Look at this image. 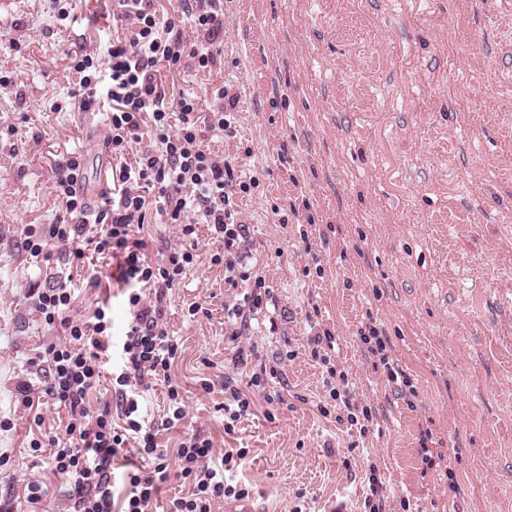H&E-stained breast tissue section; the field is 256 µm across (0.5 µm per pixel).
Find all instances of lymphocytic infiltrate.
<instances>
[{
  "label": "lymphocytic infiltrate",
  "mask_w": 512,
  "mask_h": 512,
  "mask_svg": "<svg viewBox=\"0 0 512 512\" xmlns=\"http://www.w3.org/2000/svg\"><path fill=\"white\" fill-rule=\"evenodd\" d=\"M132 22L129 36L113 40L107 50L108 80L100 82L97 57L82 53L74 69L80 75L73 97L79 109L88 111L98 102L109 106L106 141L117 163L112 167V190L95 216L76 192L82 176L81 160L71 156L62 163L63 175L57 193L68 214L69 224H54L47 234L27 228L32 255H40L52 243L65 247L70 257L83 258L94 251L116 261L121 278L131 288L127 303L130 321L121 342L112 340L111 308L97 307L91 320L76 322L67 311L72 295L60 281L37 293V308L49 327H62L65 342L48 346L47 396L64 406L69 421L62 434L49 437L53 447V470L67 477L71 512H112L114 462L127 447L153 463L151 471L128 470L123 512H152L161 483L178 476L187 486L183 496L173 498L168 512H212L219 500L242 501L250 496L245 485L227 480L226 471L241 463L244 448H229L221 463L212 460V444L198 434L180 442L176 450L178 473H170L167 451L159 446V431L181 425L185 410L177 386L167 390L168 409L161 422L146 418L141 398L153 383L168 381L178 344L169 335L165 303L169 290L179 284L187 267L195 261L199 225H208L224 251L213 263L223 264L229 287L248 280L240 263L246 243L245 221L232 208V192H249L223 154L206 143L211 132L232 129L233 112L224 105V88L213 96L218 105L208 116L198 117L197 103L189 96L177 103L166 99L156 66L184 64L205 70L217 62V40L224 31L221 0H185L184 14L190 19L197 40L188 41L176 32L174 22L159 23L153 0H122ZM136 150L135 165L124 157ZM156 212L163 223L175 225L181 244L164 249L159 259L145 256L146 242L138 230L148 212ZM120 351L121 364L112 373L104 366L113 351ZM109 378L118 399L117 410L90 412L87 401L102 378ZM121 426H114L113 414Z\"/></svg>",
  "instance_id": "lymphocytic-infiltrate-1"
}]
</instances>
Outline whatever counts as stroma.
Masks as SVG:
<instances>
[{"instance_id":"obj_1","label":"stroma","mask_w":512,"mask_h":512,"mask_svg":"<svg viewBox=\"0 0 512 512\" xmlns=\"http://www.w3.org/2000/svg\"><path fill=\"white\" fill-rule=\"evenodd\" d=\"M118 0H77L59 19L51 0H0V502L69 512L66 480L38 432L68 414L46 396L41 356L64 339L42 322L33 288L70 278L68 314L87 321L109 304L123 336L129 289L116 267L68 258L59 245L32 256L24 230L69 222L56 182L63 158L93 176L88 130L105 112L79 110L72 54L106 59L127 33ZM512 11L500 0H224L221 61L207 70L161 67L169 101L212 88L236 98L234 132L211 150L252 178L233 201L246 222L243 261L266 296L242 336L225 305L236 291L198 230L197 260L167 294L177 341L170 371L186 416L162 433L244 448L229 476L261 512H365L370 477L382 512H512V76L500 53ZM99 284H92V276ZM197 307L189 315V307ZM379 328L416 398L389 383L359 336ZM334 351L313 352L323 332ZM347 374L366 432L337 421L324 380ZM264 388L250 387L252 376ZM255 398L277 392L224 432V380ZM41 426H34V417ZM428 444L458 483L425 470Z\"/></svg>"}]
</instances>
